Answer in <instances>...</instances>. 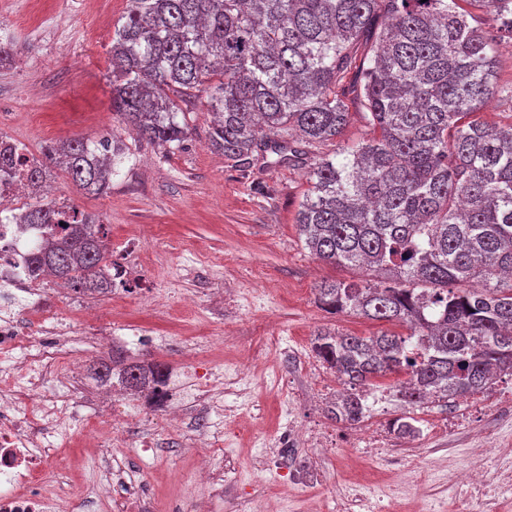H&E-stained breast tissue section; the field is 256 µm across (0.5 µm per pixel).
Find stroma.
Instances as JSON below:
<instances>
[{
    "label": "stroma",
    "mask_w": 512,
    "mask_h": 512,
    "mask_svg": "<svg viewBox=\"0 0 512 512\" xmlns=\"http://www.w3.org/2000/svg\"><path fill=\"white\" fill-rule=\"evenodd\" d=\"M31 27L33 0H0L14 63L0 67V133L35 152L73 138L114 136L124 159L110 190L88 195L52 169L56 193L104 224L128 284L106 295L39 292L70 331L65 358L34 373L54 391L67 361L89 362L113 348L163 364L170 402L209 411L222 442L212 481L199 485L198 440L171 429L166 405L126 398L111 441L112 465L138 482L156 512L179 500L205 512H512V377L457 401L408 407L397 375L374 380L358 423L328 413L343 383L316 355L318 329L355 336L407 334L406 326L330 314L317 302L326 281L358 282L362 271L315 259L297 227L310 184L304 170L257 163L232 167L208 144L207 95L199 93L182 147L139 139L112 110V35L129 0H48ZM94 26L96 41L84 30ZM202 361L211 393L197 403L190 376ZM385 403H378L377 395ZM68 429L51 438L54 481L92 488L99 460L88 431L102 406L66 403ZM409 415L413 438L389 430ZM480 465L498 485L491 500L460 487V469Z\"/></svg>",
    "instance_id": "stroma-1"
}]
</instances>
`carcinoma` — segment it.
Instances as JSON below:
<instances>
[{"instance_id": "cac0c4a2", "label": "carcinoma", "mask_w": 512, "mask_h": 512, "mask_svg": "<svg viewBox=\"0 0 512 512\" xmlns=\"http://www.w3.org/2000/svg\"><path fill=\"white\" fill-rule=\"evenodd\" d=\"M485 10L470 24L459 0H131L112 37V111L160 147L187 139V114L205 87L211 146L245 172L255 161L301 167L311 184L297 217L311 255L373 279L333 282L319 300L334 312L409 325L364 337L320 332L315 352L351 387L333 418H364L363 389L404 374L409 406L482 393L512 376V123L482 116L512 82L497 78L496 44L512 39V0H464ZM371 137L315 156L341 137L349 108ZM123 149L102 140L54 143L86 194L111 184ZM45 229L28 257L79 293H108L111 255L95 216L52 204L19 216ZM114 356L88 367L112 384ZM119 382L158 402L168 371L121 367Z\"/></svg>"}]
</instances>
